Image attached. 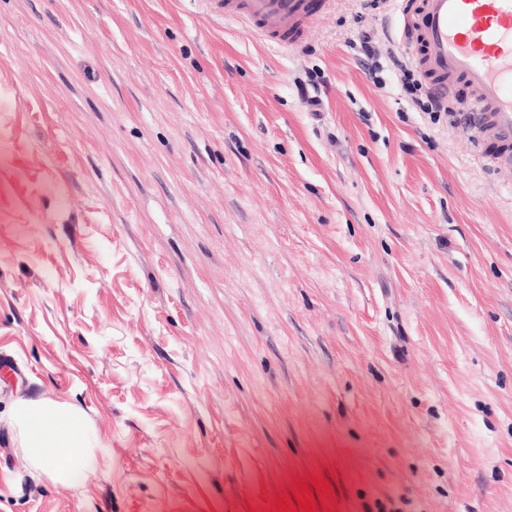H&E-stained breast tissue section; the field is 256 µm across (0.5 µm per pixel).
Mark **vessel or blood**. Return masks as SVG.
Masks as SVG:
<instances>
[{"instance_id":"obj_1","label":"vessel or blood","mask_w":512,"mask_h":512,"mask_svg":"<svg viewBox=\"0 0 512 512\" xmlns=\"http://www.w3.org/2000/svg\"><path fill=\"white\" fill-rule=\"evenodd\" d=\"M402 39L417 46L424 82L444 99L457 83L472 91L467 124L501 144L493 157L512 175V0H400ZM335 0H221L225 19L281 49L300 46Z\"/></svg>"}]
</instances>
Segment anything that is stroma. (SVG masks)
<instances>
[{"mask_svg": "<svg viewBox=\"0 0 512 512\" xmlns=\"http://www.w3.org/2000/svg\"><path fill=\"white\" fill-rule=\"evenodd\" d=\"M396 0L297 49L215 0H0V512H512V182ZM316 75L308 111L298 80ZM67 404L83 482L25 468ZM375 34L369 31H360L357 33L355 39L349 42V47L355 52L359 60L363 62H370L369 72L374 82L382 83V78L378 75L384 71V65L380 61L378 54L375 51ZM24 460L53 479L72 480L86 471L73 472L92 446L86 417L79 410L58 403L20 400L13 413Z\"/></svg>", "mask_w": 512, "mask_h": 512, "instance_id": "35a3bbf8", "label": "stroma"}]
</instances>
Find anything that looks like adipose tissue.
Here are the masks:
<instances>
[{"instance_id": "ef3b65f1", "label": "adipose tissue", "mask_w": 512, "mask_h": 512, "mask_svg": "<svg viewBox=\"0 0 512 512\" xmlns=\"http://www.w3.org/2000/svg\"><path fill=\"white\" fill-rule=\"evenodd\" d=\"M13 425L27 464L57 480L73 479L74 463L92 446L84 414L58 403L18 401Z\"/></svg>"}]
</instances>
